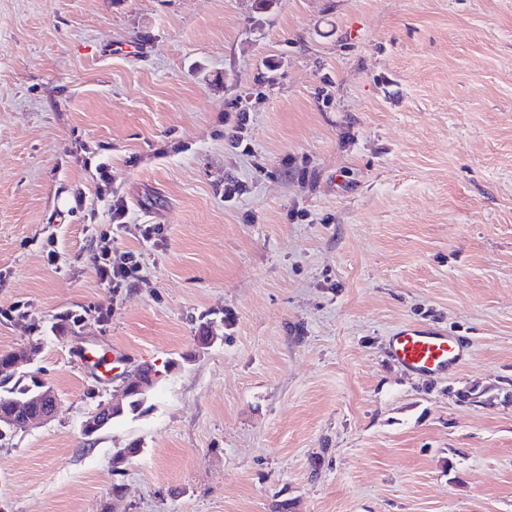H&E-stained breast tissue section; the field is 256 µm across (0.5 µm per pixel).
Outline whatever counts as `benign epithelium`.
<instances>
[{"mask_svg": "<svg viewBox=\"0 0 512 512\" xmlns=\"http://www.w3.org/2000/svg\"><path fill=\"white\" fill-rule=\"evenodd\" d=\"M26 355L22 351H12L9 357L0 361V377L3 372H10L9 378H15L18 366ZM160 377V371L152 366H142L124 376L122 396L127 398L134 393H147ZM33 379L25 394L0 401V437L7 435V430L16 431L38 422H46L53 417L57 399L47 382L36 372L25 374ZM116 415L114 404L100 405L91 412L82 423V432L94 435L106 428Z\"/></svg>", "mask_w": 512, "mask_h": 512, "instance_id": "benign-epithelium-1", "label": "benign epithelium"}]
</instances>
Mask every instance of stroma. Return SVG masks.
Wrapping results in <instances>:
<instances>
[{"label":"stroma","mask_w":512,"mask_h":512,"mask_svg":"<svg viewBox=\"0 0 512 512\" xmlns=\"http://www.w3.org/2000/svg\"><path fill=\"white\" fill-rule=\"evenodd\" d=\"M409 323L468 359L405 374ZM5 350L58 405L0 512H512V0H0ZM93 265L98 280L112 288H123L139 271V260L135 255H130L122 265H112L102 251L94 257ZM160 377V371L153 366H142L124 376L122 396L127 398L133 393H147ZM114 406L112 402H108L91 412L82 423V432L85 435H94L106 428L116 415Z\"/></svg>","instance_id":"1"}]
</instances>
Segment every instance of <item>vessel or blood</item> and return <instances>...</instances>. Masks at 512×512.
<instances>
[{"label": "vessel or blood", "mask_w": 512, "mask_h": 512, "mask_svg": "<svg viewBox=\"0 0 512 512\" xmlns=\"http://www.w3.org/2000/svg\"><path fill=\"white\" fill-rule=\"evenodd\" d=\"M388 354L404 372L424 377L452 373L465 358L456 337L415 324L402 326L392 334Z\"/></svg>", "instance_id": "1"}]
</instances>
